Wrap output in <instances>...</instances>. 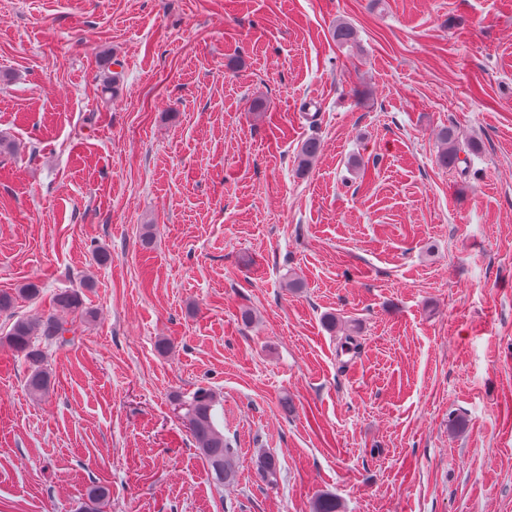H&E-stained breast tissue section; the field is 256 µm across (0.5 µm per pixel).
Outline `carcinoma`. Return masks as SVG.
<instances>
[{"label": "carcinoma", "instance_id": "1", "mask_svg": "<svg viewBox=\"0 0 512 512\" xmlns=\"http://www.w3.org/2000/svg\"><path fill=\"white\" fill-rule=\"evenodd\" d=\"M441 149L437 163L448 169L459 163V149L456 146L455 133L446 128L441 136ZM320 151V143L308 140L298 155V167L301 171L309 169ZM40 294V287L34 282L22 285L15 292L0 293V314L9 315V331L0 336V345L9 347L28 365L26 387L35 397L45 394L51 383V374L47 368L48 351L71 346L75 342L77 327L74 322L66 321L58 313L88 315L84 310L82 293L77 289L61 291L53 297L55 312L47 315H19L15 312L18 299L33 300ZM180 417L188 429L195 447L205 458L213 479L222 484L234 479L237 449L232 441L224 436L221 428L215 392L209 387H197L187 399H178Z\"/></svg>", "mask_w": 512, "mask_h": 512}]
</instances>
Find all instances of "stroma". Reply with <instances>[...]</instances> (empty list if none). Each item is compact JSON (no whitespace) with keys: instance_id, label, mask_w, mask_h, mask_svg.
Wrapping results in <instances>:
<instances>
[{"instance_id":"stroma-1","label":"stroma","mask_w":512,"mask_h":512,"mask_svg":"<svg viewBox=\"0 0 512 512\" xmlns=\"http://www.w3.org/2000/svg\"><path fill=\"white\" fill-rule=\"evenodd\" d=\"M0 134V290L95 312L0 346V512H512V0H0ZM440 139L441 149L437 157V163L444 168H456L461 161L459 160V149L456 146L454 131L451 128L444 129ZM39 294L40 287L34 282L22 285L14 293H0V314H7L9 321L12 320L9 331L0 336V345L9 347L28 365L26 387L35 397L42 396L50 388L51 374L47 368L49 349L73 345L77 333L74 321L68 322L57 313L19 315L15 312L19 298L33 300ZM83 301L82 293L77 289L61 291L53 297L55 311L87 316ZM176 400L180 417L195 447L205 458L213 479L219 484L233 480L237 448H233L232 441L224 436V428L220 426L215 392L199 386L188 399L178 396Z\"/></svg>"}]
</instances>
